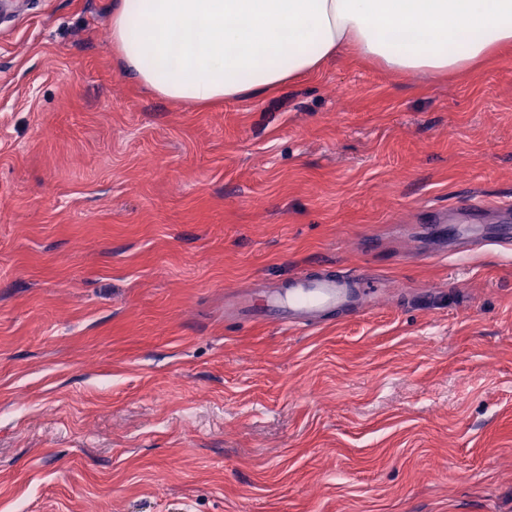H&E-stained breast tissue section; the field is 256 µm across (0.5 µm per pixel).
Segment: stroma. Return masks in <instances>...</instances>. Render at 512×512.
Masks as SVG:
<instances>
[{
  "mask_svg": "<svg viewBox=\"0 0 512 512\" xmlns=\"http://www.w3.org/2000/svg\"><path fill=\"white\" fill-rule=\"evenodd\" d=\"M112 2L0 0V512H512V261L427 211L512 200V52L199 107ZM327 264L393 286L238 315Z\"/></svg>",
  "mask_w": 512,
  "mask_h": 512,
  "instance_id": "35a3bbf8",
  "label": "stroma"
}]
</instances>
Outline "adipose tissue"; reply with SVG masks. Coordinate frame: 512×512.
Wrapping results in <instances>:
<instances>
[{
    "label": "adipose tissue",
    "instance_id": "ef3b65f1",
    "mask_svg": "<svg viewBox=\"0 0 512 512\" xmlns=\"http://www.w3.org/2000/svg\"><path fill=\"white\" fill-rule=\"evenodd\" d=\"M112 48L158 95L258 98L345 53L398 72L469 70L512 48V0H115Z\"/></svg>",
    "mask_w": 512,
    "mask_h": 512
}]
</instances>
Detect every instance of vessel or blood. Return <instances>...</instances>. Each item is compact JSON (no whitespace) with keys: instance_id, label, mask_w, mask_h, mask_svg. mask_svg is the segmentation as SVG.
<instances>
[{"instance_id":"vessel-or-blood-1","label":"vessel or blood","mask_w":512,"mask_h":512,"mask_svg":"<svg viewBox=\"0 0 512 512\" xmlns=\"http://www.w3.org/2000/svg\"><path fill=\"white\" fill-rule=\"evenodd\" d=\"M485 203L466 199L456 209L458 220L454 229L455 246L469 251L494 245L512 258V231L485 235L479 221L486 214ZM386 280L360 270L343 272L325 267L323 273L312 276L299 274L289 279L285 288L266 295L257 318L291 327L314 326L326 323L339 310L353 313L363 311L369 300L377 298L387 288Z\"/></svg>"}]
</instances>
